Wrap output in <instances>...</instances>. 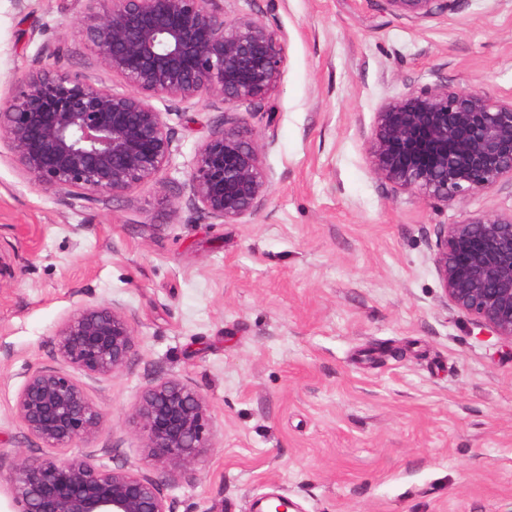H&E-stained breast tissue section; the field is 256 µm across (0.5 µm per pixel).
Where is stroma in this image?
I'll return each mask as SVG.
<instances>
[{"instance_id": "stroma-1", "label": "stroma", "mask_w": 512, "mask_h": 512, "mask_svg": "<svg viewBox=\"0 0 512 512\" xmlns=\"http://www.w3.org/2000/svg\"><path fill=\"white\" fill-rule=\"evenodd\" d=\"M86 0H0V102L40 68L125 91L73 25ZM286 37L258 104L153 99L176 147L157 180L79 200L43 192L0 141V472L41 456L16 415L55 369L57 326L86 305L133 316L136 356L80 375L103 413L73 451L147 461L137 397L164 378L205 398L212 446L164 495L173 512H512V344L446 302L439 225L512 212V183L443 207L374 174L380 107L445 82L512 99V0L422 18L385 0H219ZM228 122L262 138L273 189L220 224L189 203L190 163Z\"/></svg>"}]
</instances>
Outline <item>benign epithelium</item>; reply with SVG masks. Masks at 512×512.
Segmentation results:
<instances>
[{
    "instance_id": "obj_1",
    "label": "benign epithelium",
    "mask_w": 512,
    "mask_h": 512,
    "mask_svg": "<svg viewBox=\"0 0 512 512\" xmlns=\"http://www.w3.org/2000/svg\"><path fill=\"white\" fill-rule=\"evenodd\" d=\"M76 32L128 86L116 92L54 67L33 74L0 106V140L48 193L91 200L123 195L166 169L175 149L150 103L217 98L224 107L264 100L281 83L286 37L260 19H227L216 0H88ZM399 15L426 17L454 0H386ZM265 145L242 126L213 129L196 151L190 202L232 223L255 212L273 181ZM374 174L425 202L462 203L512 179V100L442 83L383 104L366 139ZM433 261L446 301L512 342V213L482 212L441 224ZM61 362L111 376L135 356L133 316L116 306L80 308L55 330ZM16 413L47 449L6 477L13 512H172L157 478L137 464L109 468L69 455L103 414L64 370L28 373ZM149 461L174 479L210 447L203 395L178 379L144 390L133 413Z\"/></svg>"
}]
</instances>
